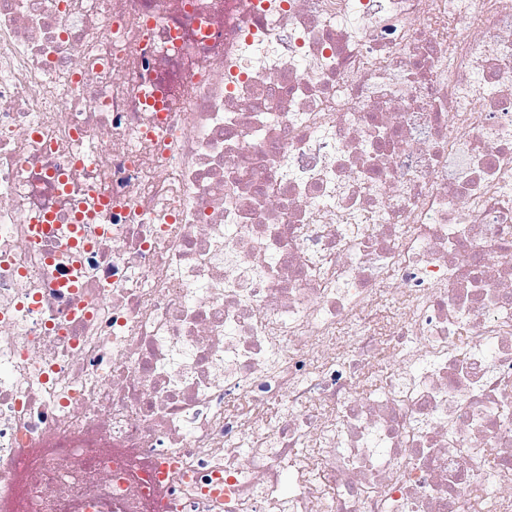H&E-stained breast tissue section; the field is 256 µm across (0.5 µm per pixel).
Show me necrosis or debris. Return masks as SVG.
I'll list each match as a JSON object with an SVG mask.
<instances>
[{
  "label": "necrosis or debris",
  "mask_w": 512,
  "mask_h": 512,
  "mask_svg": "<svg viewBox=\"0 0 512 512\" xmlns=\"http://www.w3.org/2000/svg\"><path fill=\"white\" fill-rule=\"evenodd\" d=\"M28 465L27 512H512V0H0Z\"/></svg>",
  "instance_id": "4bbe7bcc"
}]
</instances>
